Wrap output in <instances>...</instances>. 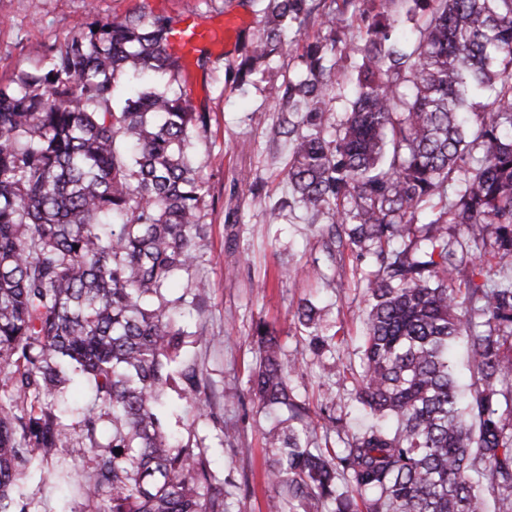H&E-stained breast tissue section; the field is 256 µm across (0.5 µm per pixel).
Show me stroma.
Instances as JSON below:
<instances>
[{
  "label": "stroma",
  "mask_w": 512,
  "mask_h": 512,
  "mask_svg": "<svg viewBox=\"0 0 512 512\" xmlns=\"http://www.w3.org/2000/svg\"><path fill=\"white\" fill-rule=\"evenodd\" d=\"M261 8L260 0H0V80L60 46L74 24L89 16L192 15L210 22L221 37L186 56L181 80L192 105L210 115L197 144L211 191L206 262L200 270L209 283V299L202 320L220 339L214 346L188 347L187 355L203 368L220 401L212 422L195 419L193 410L170 394L178 413L168 425L181 433L185 421L195 420L198 436L212 449V467L224 479L228 512H284L281 496L267 484L269 453L262 431L287 419L288 411H261L247 400L249 374L258 358L251 338L255 322L264 321L276 332L284 364L298 363L289 380L295 399L314 411L328 399L336 405L339 423L331 430L317 428L313 443L342 450L347 438L369 423L355 400L350 369L360 363L363 278L376 269V259L347 247L328 257L310 213L288 200L289 146L271 142L270 130L279 110L275 90L300 72L304 39L293 36L291 54L270 57L247 85L237 86L239 35L258 30ZM281 198L288 204L279 223H268L266 205ZM287 268L295 274L286 279ZM305 305L319 309L324 331L335 338L333 353H313L300 335L297 311ZM81 420L77 413L66 416L76 446L61 449L45 471L24 484L23 495L35 512H61L65 506L83 512V501L68 480L90 467L92 452ZM223 425L238 432L234 446H219Z\"/></svg>",
  "instance_id": "obj_1"
}]
</instances>
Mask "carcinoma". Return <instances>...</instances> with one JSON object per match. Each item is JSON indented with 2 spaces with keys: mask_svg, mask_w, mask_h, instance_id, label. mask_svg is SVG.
Returning a JSON list of instances; mask_svg holds the SVG:
<instances>
[{
  "mask_svg": "<svg viewBox=\"0 0 512 512\" xmlns=\"http://www.w3.org/2000/svg\"><path fill=\"white\" fill-rule=\"evenodd\" d=\"M240 60L246 83L316 0H264ZM307 39L302 75L276 90L294 199L328 218L326 249L371 253L355 398L375 419L341 453L312 447L278 337L259 321L250 400L286 405L264 431L267 483L288 512H512V0H332ZM363 47L337 37L346 12ZM174 22L133 12L86 18L39 65L0 80V512H28L19 482L71 436L64 395L87 384L90 471L73 478L89 512H226L224 481L195 428L167 424L172 390L216 420L217 396L188 344L209 345L208 283L196 274L209 186L196 141L209 113L180 85ZM353 94L335 137L322 105L353 53ZM190 279L185 291L172 283ZM309 346L334 337L298 311ZM467 348L462 390L451 348ZM108 427L101 429V423ZM122 449L118 454L115 449ZM345 487L339 488L338 481Z\"/></svg>",
  "mask_w": 512,
  "mask_h": 512,
  "instance_id": "cac0c4a2",
  "label": "carcinoma"
}]
</instances>
